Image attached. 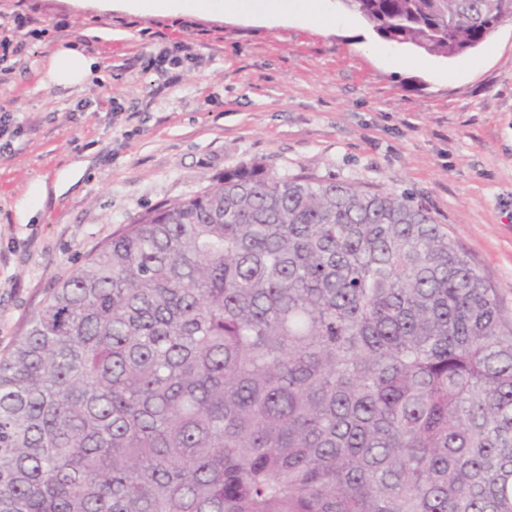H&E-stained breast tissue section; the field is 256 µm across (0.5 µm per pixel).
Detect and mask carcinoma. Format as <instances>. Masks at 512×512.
<instances>
[{
	"instance_id": "1",
	"label": "carcinoma",
	"mask_w": 512,
	"mask_h": 512,
	"mask_svg": "<svg viewBox=\"0 0 512 512\" xmlns=\"http://www.w3.org/2000/svg\"><path fill=\"white\" fill-rule=\"evenodd\" d=\"M455 57L512 0H341ZM0 512H512V321L407 196L260 161L85 255L0 359Z\"/></svg>"
}]
</instances>
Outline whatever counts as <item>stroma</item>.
I'll list each match as a JSON object with an SVG mask.
<instances>
[{
    "label": "stroma",
    "instance_id": "obj_1",
    "mask_svg": "<svg viewBox=\"0 0 512 512\" xmlns=\"http://www.w3.org/2000/svg\"><path fill=\"white\" fill-rule=\"evenodd\" d=\"M27 5L42 35L0 83L20 127L0 155V358L99 242L253 161L408 194L512 316V23L445 59L382 39L338 2L347 22L326 31ZM165 42L196 57L172 85L143 64ZM61 43L100 58V75L45 83ZM78 160L81 176L19 223L33 182Z\"/></svg>",
    "mask_w": 512,
    "mask_h": 512
}]
</instances>
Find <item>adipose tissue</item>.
Instances as JSON below:
<instances>
[{"label":"adipose tissue","mask_w":512,"mask_h":512,"mask_svg":"<svg viewBox=\"0 0 512 512\" xmlns=\"http://www.w3.org/2000/svg\"><path fill=\"white\" fill-rule=\"evenodd\" d=\"M102 7L146 17L204 15L271 25L314 23L326 30L336 24L335 18L326 14L323 0H102ZM99 65L96 57L61 47L49 56L45 75L49 82L64 88L81 86Z\"/></svg>","instance_id":"obj_1"}]
</instances>
